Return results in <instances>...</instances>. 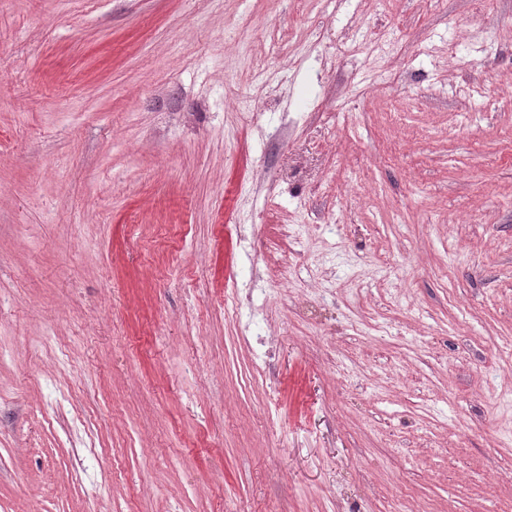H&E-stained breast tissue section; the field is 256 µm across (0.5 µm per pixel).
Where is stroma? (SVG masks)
<instances>
[{"label": "stroma", "instance_id": "1", "mask_svg": "<svg viewBox=\"0 0 512 512\" xmlns=\"http://www.w3.org/2000/svg\"><path fill=\"white\" fill-rule=\"evenodd\" d=\"M510 86L512 0H0V512H512Z\"/></svg>", "mask_w": 512, "mask_h": 512}]
</instances>
